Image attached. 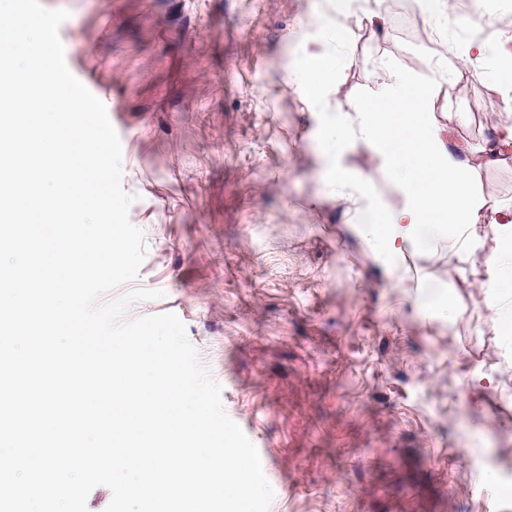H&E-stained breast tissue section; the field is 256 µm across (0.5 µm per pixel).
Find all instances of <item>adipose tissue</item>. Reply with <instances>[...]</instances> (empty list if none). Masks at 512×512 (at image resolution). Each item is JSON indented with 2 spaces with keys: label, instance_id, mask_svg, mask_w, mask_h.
I'll return each instance as SVG.
<instances>
[{
  "label": "adipose tissue",
  "instance_id": "adipose-tissue-1",
  "mask_svg": "<svg viewBox=\"0 0 512 512\" xmlns=\"http://www.w3.org/2000/svg\"><path fill=\"white\" fill-rule=\"evenodd\" d=\"M377 80L378 90L358 129L339 119L329 121L323 145L335 152L358 138L389 159L406 202L402 208L376 214L364 235L393 258L403 243L435 234L456 239L472 224L481 202L470 188L471 165L449 149L432 116V86L408 87L391 72L379 74Z\"/></svg>",
  "mask_w": 512,
  "mask_h": 512
}]
</instances>
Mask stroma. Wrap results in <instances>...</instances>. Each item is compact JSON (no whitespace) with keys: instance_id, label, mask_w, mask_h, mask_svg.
Listing matches in <instances>:
<instances>
[{"instance_id":"stroma-1","label":"stroma","mask_w":512,"mask_h":512,"mask_svg":"<svg viewBox=\"0 0 512 512\" xmlns=\"http://www.w3.org/2000/svg\"><path fill=\"white\" fill-rule=\"evenodd\" d=\"M41 2L68 11L66 63L120 120L147 246L135 285L161 293L126 316L183 321L260 454L269 512H512V336L486 304L512 161L472 179L477 247L455 257L439 237L392 265L363 236L368 209L405 203L386 159L322 145L325 121L356 118L381 69L433 80L456 28L512 30V17L457 0L439 39L418 0H379L378 38L328 0ZM317 45L336 69L311 106L301 77ZM495 58L438 83L434 118L461 155L512 123ZM337 163L352 195L326 185Z\"/></svg>"}]
</instances>
